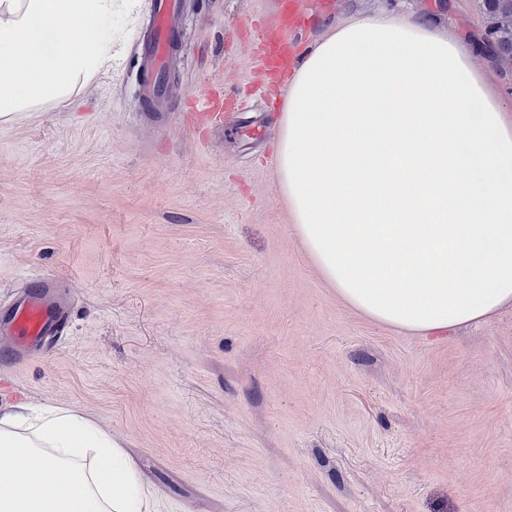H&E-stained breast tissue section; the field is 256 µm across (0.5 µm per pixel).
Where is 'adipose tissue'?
<instances>
[{
  "instance_id": "obj_1",
  "label": "adipose tissue",
  "mask_w": 512,
  "mask_h": 512,
  "mask_svg": "<svg viewBox=\"0 0 512 512\" xmlns=\"http://www.w3.org/2000/svg\"><path fill=\"white\" fill-rule=\"evenodd\" d=\"M137 0H0V119L67 100L117 62ZM472 33L398 14L334 26L281 109L294 230L350 307L429 334L512 306V104ZM0 512H157L105 430L61 407L0 414Z\"/></svg>"
}]
</instances>
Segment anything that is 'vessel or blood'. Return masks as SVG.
<instances>
[{"mask_svg": "<svg viewBox=\"0 0 512 512\" xmlns=\"http://www.w3.org/2000/svg\"><path fill=\"white\" fill-rule=\"evenodd\" d=\"M279 6L277 14L265 22L270 36L259 53L265 86L270 91L282 88L283 76L298 61L302 53L298 31L304 21L299 15L296 0H280ZM180 19L181 0H155L152 28L144 42V101L161 103L170 94L162 76L172 60L174 43L180 30ZM223 109L224 103L220 94L210 93L206 108L196 115L195 121L206 126L220 124ZM59 321V308L52 301L46 284H39L11 311L7 319L10 343L0 353L7 357L16 356L18 348L36 345L57 327Z\"/></svg>", "mask_w": 512, "mask_h": 512, "instance_id": "1", "label": "vessel or blood"}]
</instances>
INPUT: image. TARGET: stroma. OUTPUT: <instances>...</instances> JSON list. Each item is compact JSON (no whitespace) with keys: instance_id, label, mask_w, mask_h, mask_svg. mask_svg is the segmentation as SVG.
<instances>
[{"instance_id":"stroma-1","label":"stroma","mask_w":512,"mask_h":512,"mask_svg":"<svg viewBox=\"0 0 512 512\" xmlns=\"http://www.w3.org/2000/svg\"><path fill=\"white\" fill-rule=\"evenodd\" d=\"M315 43L399 10L483 31L478 0H298ZM279 0H182L174 104L122 57L0 122V308L68 290L47 348L0 360V412L70 409L117 439L159 512H512V307L409 334L347 305L295 234L275 166L281 98L191 131L190 99L257 80L245 22Z\"/></svg>"}]
</instances>
